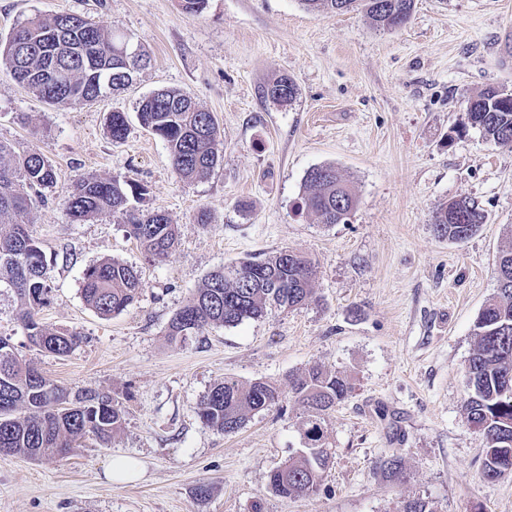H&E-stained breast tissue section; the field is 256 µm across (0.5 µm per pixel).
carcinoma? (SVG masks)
Listing matches in <instances>:
<instances>
[{
	"mask_svg": "<svg viewBox=\"0 0 512 512\" xmlns=\"http://www.w3.org/2000/svg\"><path fill=\"white\" fill-rule=\"evenodd\" d=\"M308 11L334 13L360 9L381 29L407 23L414 0H298ZM128 41L87 19L60 14L36 15L20 24L0 44V65L12 80L58 109L93 102L108 91L124 90L135 80L149 56L139 50L123 58ZM278 103L296 98L294 82L283 77L267 88ZM467 125L500 145L512 144V107L497 99L490 88L469 100ZM140 124L168 147L176 175L187 181L205 177L217 166L221 134L212 113L174 89L153 92L139 101ZM108 131L114 141L124 139L128 120L123 112L110 115ZM55 168L37 149L16 154L0 141V281L13 288L19 301L17 319L29 343L57 357L83 342L77 331L55 329L38 318L48 302L49 287L40 243L33 237L28 215V190L54 183ZM145 186L133 181L81 178L67 202L74 223L108 211L124 217L133 237L155 261L163 262L177 245V224L167 214L129 206L141 201ZM358 199L334 165L307 172L303 204L323 224L346 223ZM485 223V213L468 198L440 206L433 217L437 235L465 241ZM498 288L475 325V344L466 366L465 412L469 425L483 439L482 476L489 482L512 475V248L498 257ZM316 272L312 262L281 250L260 261H244L212 272L179 308L168 326L169 340L184 343L213 326L234 327L259 318L271 309L293 310L315 298ZM144 288L135 266L105 259L84 272L82 297L102 317L126 310ZM302 408L297 430L301 448L269 475L272 492L283 498L315 493L329 467L332 452L327 441L329 412L348 398L353 385L348 376L312 366L290 381ZM281 392L261 379L242 383L233 378L215 384L200 399L197 414L218 432H237L252 415L279 402ZM124 408L112 396L99 392L70 394L32 362L16 353L0 337V453L33 460L65 456L80 441L93 436L111 442L123 428Z\"/></svg>",
	"mask_w": 512,
	"mask_h": 512,
	"instance_id": "carcinoma-1",
	"label": "carcinoma"
}]
</instances>
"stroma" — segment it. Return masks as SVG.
I'll use <instances>...</instances> for the list:
<instances>
[{"instance_id": "1", "label": "stroma", "mask_w": 512, "mask_h": 512, "mask_svg": "<svg viewBox=\"0 0 512 512\" xmlns=\"http://www.w3.org/2000/svg\"><path fill=\"white\" fill-rule=\"evenodd\" d=\"M66 13L128 36L150 63L128 89L66 110L0 72V140L39 148L57 173L31 194L50 286L39 316L84 341L64 357L33 348L3 282L0 336L59 385L110 394L126 415L106 446L89 437L52 460L0 454V512H399L417 498L433 512H512V475L484 481L483 440L464 411L474 324L512 245V146L463 125L469 98L512 91V0H415L392 31L298 0H207L197 15L179 0H0V39L31 15ZM282 77L297 87L284 104L266 95ZM161 89L191 95L218 123L221 159L204 178H178L137 118ZM114 112L129 119L121 141L108 132ZM323 164L358 197L347 223H319L302 204L307 172ZM89 174L147 187L145 208L178 226L167 261H152L120 214L70 222L67 201ZM460 197L486 222L452 242L432 217ZM280 250L313 261L316 301L170 342L171 317L211 272ZM106 258L144 281L107 318L81 294L85 270ZM314 364L354 390L328 418L333 458L318 491L282 498L268 475L300 446L286 389ZM227 377L285 395L224 435L196 406ZM392 456L402 471L391 478ZM116 457L136 460L139 477L113 481Z\"/></svg>"}]
</instances>
